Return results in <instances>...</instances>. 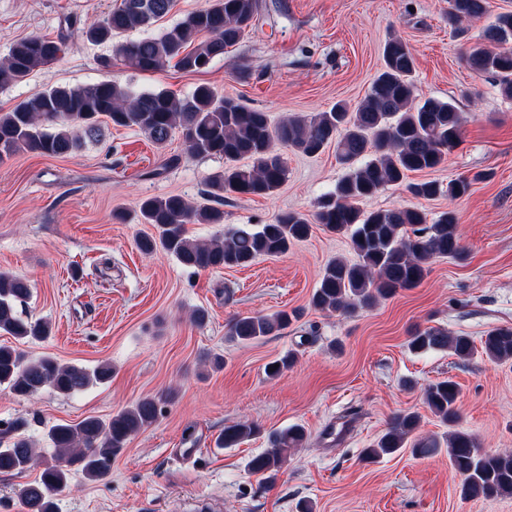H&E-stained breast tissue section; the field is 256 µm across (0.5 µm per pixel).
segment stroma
I'll list each match as a JSON object with an SVG mask.
<instances>
[{"label": "stroma", "instance_id": "stroma-1", "mask_svg": "<svg viewBox=\"0 0 512 512\" xmlns=\"http://www.w3.org/2000/svg\"><path fill=\"white\" fill-rule=\"evenodd\" d=\"M115 3L0 0V57L24 37L68 38L61 61L0 90V112L53 86L114 78L180 96L205 83L276 122L339 101L357 106L383 64L385 42L398 37L415 57L420 99L453 101L463 115L460 145L430 179L469 176L473 184L453 201H419L405 186H390L362 207L416 205L431 222L455 211L465 255L434 259L420 284L373 307L326 313L311 305L324 267L356 255L348 235L321 225L287 254L242 268L195 271L138 249L137 238L151 231L138 221L143 200L179 195L209 204L207 180L224 170L223 158L188 155L181 137L160 147L138 128L112 127L73 155L21 151L1 161L0 271L29 282L23 312L51 328L23 351L89 370L108 363L112 377L73 396L47 388L33 401L0 387V422L21 423L44 448L52 425L105 419L140 398L168 397L107 479L71 474L57 512H190L201 498L218 500L222 512H298L304 501L314 512H512V496L461 497L447 454L418 458L406 448L375 462L363 458L402 411L419 413L422 433L443 434L423 389L445 378L460 388L461 426L486 449H512V361L407 347L411 333L426 327L476 342L491 329L512 328V98L463 60L512 0H489L483 18L456 29L448 0H262L244 39L200 73L99 69L111 44L88 42L70 22L103 18ZM281 154L287 178L276 193L225 196L223 223L190 225L191 236L207 242L284 212L312 215L347 172L331 147L316 156L286 147ZM197 309L203 322L190 319ZM292 310L300 317L281 335L249 344L225 339L233 317ZM290 352L293 365L268 376L267 363ZM213 354L223 356L222 368L212 367ZM242 419L258 434L218 447L225 427ZM291 425L305 429L303 447L290 452L275 481L252 473L249 461L267 449L269 432ZM177 448L196 454L179 461Z\"/></svg>", "mask_w": 512, "mask_h": 512}]
</instances>
